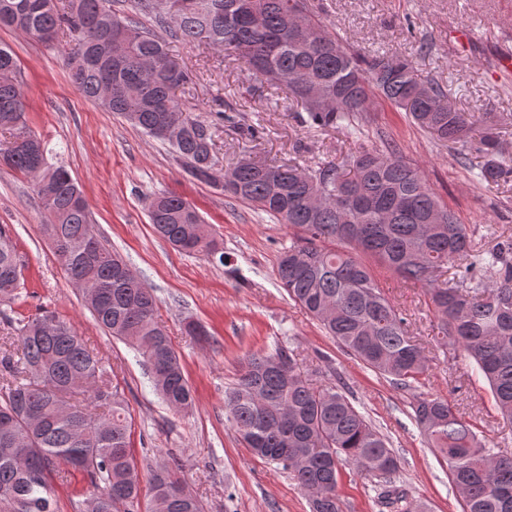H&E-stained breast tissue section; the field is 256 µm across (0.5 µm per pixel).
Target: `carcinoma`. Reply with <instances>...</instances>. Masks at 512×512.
<instances>
[{"mask_svg": "<svg viewBox=\"0 0 512 512\" xmlns=\"http://www.w3.org/2000/svg\"><path fill=\"white\" fill-rule=\"evenodd\" d=\"M169 22L167 0H135L134 15L109 0H0V26L48 46L67 30L76 90L148 137L168 145L192 178L208 182L215 168L212 123L183 113L174 90L190 75L159 32L211 46L283 86L300 106L301 122L362 135L382 99L424 133L486 157L476 178L512 180V158L499 155L489 116L458 110L442 87L416 74L412 61L350 51L324 24L310 0H187ZM296 14L309 31L299 39L284 25ZM150 16L145 27L140 14ZM106 79L112 97L104 99ZM21 69L0 44V164L34 179L46 212L42 230L65 273L82 291L96 322L130 347L153 388L176 412L194 403L191 385L164 326L157 300L125 260L96 236L87 201L63 165L51 162L27 124ZM224 192L302 232L277 263L280 287L339 346L368 369L411 392V418L448 465L463 512H512V457L500 455L445 398L418 389L429 358L408 319L385 296L377 271L427 287L444 345L460 347L486 380L495 406L512 424V239L487 251L441 204L397 145L362 150L343 165L276 164L252 158L224 166ZM157 234L179 251L224 263V250L195 207L175 193L151 198ZM24 281L15 245L0 227V303L13 302ZM20 357H0V512H58L59 467L96 490L84 512H205L178 468L152 470L148 505L133 453V419L108 368L73 325L44 310L19 321ZM224 410L252 455L288 474L311 493V512H342V467L375 480L381 503L404 507L391 476L400 467L388 439L337 386H314L284 349L247 355L224 398Z\"/></svg>", "mask_w": 512, "mask_h": 512, "instance_id": "1", "label": "carcinoma"}]
</instances>
